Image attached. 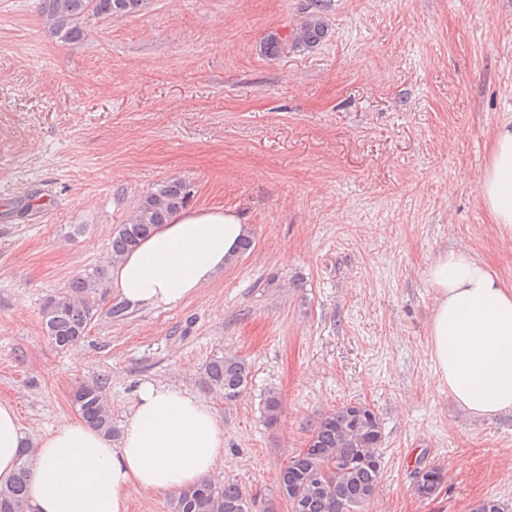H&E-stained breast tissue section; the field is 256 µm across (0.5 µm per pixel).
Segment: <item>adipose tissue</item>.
Returning <instances> with one entry per match:
<instances>
[{"label":"adipose tissue","instance_id":"1","mask_svg":"<svg viewBox=\"0 0 512 512\" xmlns=\"http://www.w3.org/2000/svg\"><path fill=\"white\" fill-rule=\"evenodd\" d=\"M492 223L512 225V125H500L480 176ZM248 227L221 208L175 213L112 268L111 288L133 308L174 307L211 283L238 254ZM428 326L435 372L470 414L512 410V289L467 249L434 257ZM224 451V427L205 402L178 388L140 386L119 438L85 422L32 438L0 404V485L30 459L28 512H126L132 494L177 493L206 479Z\"/></svg>","mask_w":512,"mask_h":512}]
</instances>
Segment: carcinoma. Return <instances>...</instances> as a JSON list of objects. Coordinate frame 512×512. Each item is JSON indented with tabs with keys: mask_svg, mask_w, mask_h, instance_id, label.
<instances>
[{
	"mask_svg": "<svg viewBox=\"0 0 512 512\" xmlns=\"http://www.w3.org/2000/svg\"><path fill=\"white\" fill-rule=\"evenodd\" d=\"M311 0V14L291 35L294 48H312L327 35V24ZM145 0H42L41 13L50 35L64 41H80L83 23L89 18L128 17L139 14ZM193 197L191 184L169 178L141 196L125 223L115 227L110 260L135 248ZM103 266L71 281L67 290L50 297L41 307L43 333L59 350H69L86 336L99 312L107 281ZM210 389L227 401L238 398L249 379V367L237 354L214 356L205 368ZM73 406L95 430L113 435L112 410L103 386L85 383L71 396ZM382 424L378 414L362 403H349L324 414L311 430L305 448L292 456L278 476L279 490L290 512H360L378 493L382 461ZM29 469L21 460L14 479L0 486V512H22ZM446 480L439 466L415 469L413 487L418 497L430 499ZM173 512H249L245 491L236 483L217 486L203 480L182 490L173 502ZM471 512H512L509 502L496 495L477 501Z\"/></svg>",
	"mask_w": 512,
	"mask_h": 512,
	"instance_id": "carcinoma-1",
	"label": "carcinoma"
}]
</instances>
